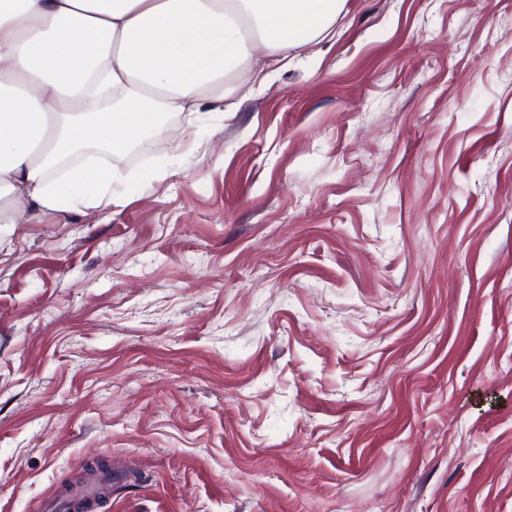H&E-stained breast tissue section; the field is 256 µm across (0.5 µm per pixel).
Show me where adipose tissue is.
<instances>
[{
    "label": "adipose tissue",
    "instance_id": "1",
    "mask_svg": "<svg viewBox=\"0 0 512 512\" xmlns=\"http://www.w3.org/2000/svg\"><path fill=\"white\" fill-rule=\"evenodd\" d=\"M347 0H0V224L26 209L108 204L126 153L161 113L259 85L319 41Z\"/></svg>",
    "mask_w": 512,
    "mask_h": 512
}]
</instances>
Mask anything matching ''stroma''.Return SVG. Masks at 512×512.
I'll return each instance as SVG.
<instances>
[{
	"instance_id": "1",
	"label": "stroma",
	"mask_w": 512,
	"mask_h": 512,
	"mask_svg": "<svg viewBox=\"0 0 512 512\" xmlns=\"http://www.w3.org/2000/svg\"><path fill=\"white\" fill-rule=\"evenodd\" d=\"M0 224V512H512V0H348ZM121 478L118 474H112L111 477H100L96 480V486L87 485L78 489L55 493L40 505L43 512H70L72 503L77 498L94 499L97 494L100 495L106 484H112V480Z\"/></svg>"
}]
</instances>
